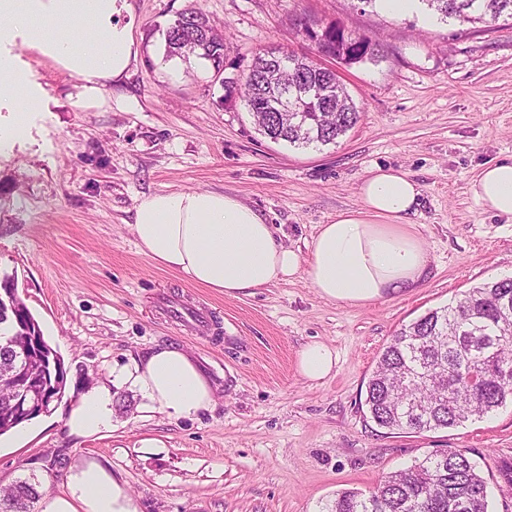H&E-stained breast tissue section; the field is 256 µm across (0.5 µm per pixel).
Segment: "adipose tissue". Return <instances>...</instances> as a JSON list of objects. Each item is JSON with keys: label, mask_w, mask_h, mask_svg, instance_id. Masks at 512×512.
Returning <instances> with one entry per match:
<instances>
[{"label": "adipose tissue", "mask_w": 512, "mask_h": 512, "mask_svg": "<svg viewBox=\"0 0 512 512\" xmlns=\"http://www.w3.org/2000/svg\"><path fill=\"white\" fill-rule=\"evenodd\" d=\"M123 0H0V104L13 120L0 128V151L25 136L42 93L17 73L10 48L23 42L81 81L79 96L102 102L109 84L125 77L137 57L134 20L123 19ZM92 20L101 33L95 43L77 31L36 34L40 17ZM473 198L489 213L512 219V159L483 166L470 183ZM360 204L319 225L304 249L277 242L271 224L236 196L209 190L155 193L134 207L132 229L143 253L192 282L236 298L304 272L323 299L364 306L411 292L428 275L431 256L412 223L422 188L405 171L376 168L359 187ZM337 363L325 343L303 346L299 376L324 380ZM151 403L176 418L193 419L210 408L216 391L193 357L181 347L152 350L119 375ZM69 435L95 436L112 425V392L107 386L84 391L64 418ZM42 512H140L117 477L95 461L77 466L65 492L43 500Z\"/></svg>", "instance_id": "1"}]
</instances>
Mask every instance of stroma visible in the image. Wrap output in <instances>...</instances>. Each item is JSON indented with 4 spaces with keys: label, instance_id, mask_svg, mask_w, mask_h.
<instances>
[{
    "label": "stroma",
    "instance_id": "obj_1",
    "mask_svg": "<svg viewBox=\"0 0 512 512\" xmlns=\"http://www.w3.org/2000/svg\"><path fill=\"white\" fill-rule=\"evenodd\" d=\"M137 60L106 102L77 96L76 77L35 51L16 67L39 87L25 140L0 154V273L18 291L67 369L48 418L0 435V483L36 475L64 490L70 469L101 462L140 512H318L343 489L444 448H463L485 477L489 512H512V406L423 433L378 429L366 384L402 325L484 282L512 278V220L469 191L482 166L512 157V20L443 23L425 9L373 11L358 0H127ZM226 34L224 74L165 55L164 32L188 6ZM339 23L369 37L371 58L338 73L360 108L337 144L294 149L262 136L223 77L261 49L312 52L296 21ZM423 188L415 217L432 257L419 288L363 307L322 299L303 276L229 298L165 270L131 228L145 195L207 189L236 196L304 246L336 211L358 206L375 167ZM211 311L220 337L181 326L161 294ZM321 341L338 358L320 382L301 379L299 349ZM188 351L217 389L192 420L151 408L118 373L151 349ZM112 385V426L70 436L62 414L88 379Z\"/></svg>",
    "mask_w": 512,
    "mask_h": 512
}]
</instances>
